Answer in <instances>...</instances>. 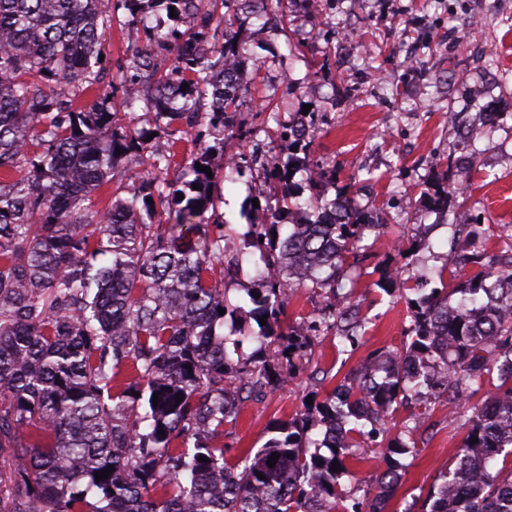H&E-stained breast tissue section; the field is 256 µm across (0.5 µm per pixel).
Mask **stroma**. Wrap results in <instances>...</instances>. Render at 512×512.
Segmentation results:
<instances>
[{"label": "stroma", "mask_w": 512, "mask_h": 512, "mask_svg": "<svg viewBox=\"0 0 512 512\" xmlns=\"http://www.w3.org/2000/svg\"><path fill=\"white\" fill-rule=\"evenodd\" d=\"M238 37L263 64L243 69L233 139L222 147L211 137L203 143L217 173L224 148L238 147L242 155L241 177L218 184L224 198L218 217L245 232L258 215L252 159L258 154L285 166L288 141L279 121L308 105L315 128L310 147L325 177L314 186L299 172L296 185L330 197L353 192L388 225L386 246L371 249L351 272L367 319L363 339L347 352L336 338L319 337L295 379L259 394L225 425L230 460L260 448L271 424L321 402L370 353L407 343V294L384 289L382 281L384 268L403 263L395 240L407 239L417 259L442 271L448 287L457 285L453 231L432 204L452 185L457 167H474L471 187L458 199V218L475 225V238L487 236L489 226L512 225V0H319L313 11L307 0H293L286 31L253 18ZM262 100L269 104L264 112L256 109ZM243 266L244 279L226 284L232 310L223 333L247 335L239 351L246 358L261 328L239 314L257 285L251 261ZM464 435L449 422L447 407H436L423 441L400 458L405 469L387 512L423 500Z\"/></svg>", "instance_id": "obj_1"}]
</instances>
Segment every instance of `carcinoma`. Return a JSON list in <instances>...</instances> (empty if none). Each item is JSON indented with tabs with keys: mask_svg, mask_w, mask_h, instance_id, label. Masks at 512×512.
<instances>
[{
	"mask_svg": "<svg viewBox=\"0 0 512 512\" xmlns=\"http://www.w3.org/2000/svg\"><path fill=\"white\" fill-rule=\"evenodd\" d=\"M205 1L214 8L234 2L0 0V172L13 174L0 180V512H386L401 478L396 456L417 447L438 403L466 438L420 510L404 512H512V466L492 471L497 458L512 460L506 231L493 253L461 245L458 263L479 271L451 290L424 288L429 280L418 272L383 277L390 285L415 281L411 341L375 351L312 413L278 422L261 448L235 461L224 456V423L238 419L252 393L283 385L293 371L290 354L312 341L282 326L290 295L323 291L327 303L308 330L329 329L356 344L359 305L336 300V288L349 259L367 249L366 228L381 235L383 224L349 197L303 201L288 171L264 170L276 208L242 234L273 269L249 294V317L266 318L264 340L254 361L231 358L216 332L224 324L219 309L228 306L215 267L246 251L230 254L234 236L206 216L219 202L197 168L209 165L207 151L170 177L176 135L187 134L179 123L192 128L207 115L212 134L224 136L241 105L224 98L221 84L227 57L247 55L237 38L240 17L226 12L216 21L201 9ZM172 6L192 31L157 18L119 68L123 96L104 92L78 106L103 83L104 32L134 22L118 10L168 15ZM216 22L224 45L200 50ZM174 82L187 87L165 105ZM136 105L167 120L168 140L117 136L116 120ZM309 126L301 113L282 135L297 147ZM120 152L132 154L122 174L115 172ZM469 185L460 178L449 187L441 201L448 212ZM303 209L317 219L280 235L282 214ZM124 361L148 386L143 416L112 394V364ZM408 404L414 412L364 503L339 482L351 474L346 461L361 459L350 449L386 435L394 412ZM317 427L322 439L312 440ZM274 452L280 457L270 468ZM111 465L114 472L96 481Z\"/></svg>",
	"mask_w": 512,
	"mask_h": 512,
	"instance_id": "carcinoma-1",
	"label": "carcinoma"
}]
</instances>
